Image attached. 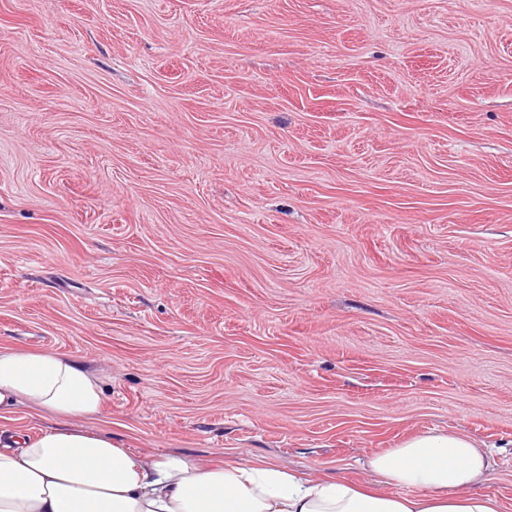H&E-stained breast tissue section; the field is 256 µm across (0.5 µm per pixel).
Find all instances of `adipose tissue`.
Here are the masks:
<instances>
[{"label": "adipose tissue", "mask_w": 512, "mask_h": 512, "mask_svg": "<svg viewBox=\"0 0 512 512\" xmlns=\"http://www.w3.org/2000/svg\"><path fill=\"white\" fill-rule=\"evenodd\" d=\"M104 403L79 361L0 348V415L24 407L65 421L0 440V512H502L472 491L492 467L490 449L461 432L425 430L373 456L371 487L275 463L139 455L84 428Z\"/></svg>", "instance_id": "adipose-tissue-1"}]
</instances>
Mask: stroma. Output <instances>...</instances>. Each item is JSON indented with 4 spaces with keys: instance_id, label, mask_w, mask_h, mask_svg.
Masks as SVG:
<instances>
[{
    "instance_id": "1",
    "label": "stroma",
    "mask_w": 512,
    "mask_h": 512,
    "mask_svg": "<svg viewBox=\"0 0 512 512\" xmlns=\"http://www.w3.org/2000/svg\"><path fill=\"white\" fill-rule=\"evenodd\" d=\"M0 347L142 455L462 432L512 512V0H0ZM105 403L99 379L55 352L0 348V416L20 407L72 421L97 417Z\"/></svg>"
}]
</instances>
